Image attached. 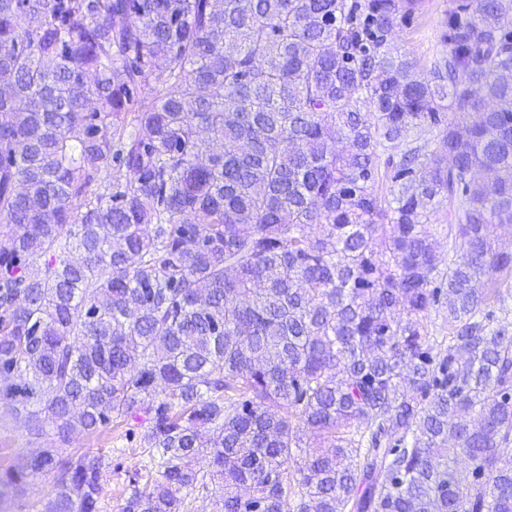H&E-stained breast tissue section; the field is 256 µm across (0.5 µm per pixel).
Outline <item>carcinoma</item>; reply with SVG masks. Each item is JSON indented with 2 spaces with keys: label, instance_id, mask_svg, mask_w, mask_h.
Instances as JSON below:
<instances>
[{
  "label": "carcinoma",
  "instance_id": "1",
  "mask_svg": "<svg viewBox=\"0 0 512 512\" xmlns=\"http://www.w3.org/2000/svg\"><path fill=\"white\" fill-rule=\"evenodd\" d=\"M420 6L0 0V405L43 441L0 512H103L64 445L114 421L122 512H512V0H455L426 71ZM421 9L407 24L397 29L394 48L416 58L421 68L429 69L443 46L439 43L440 23L454 0H422Z\"/></svg>",
  "mask_w": 512,
  "mask_h": 512
}]
</instances>
